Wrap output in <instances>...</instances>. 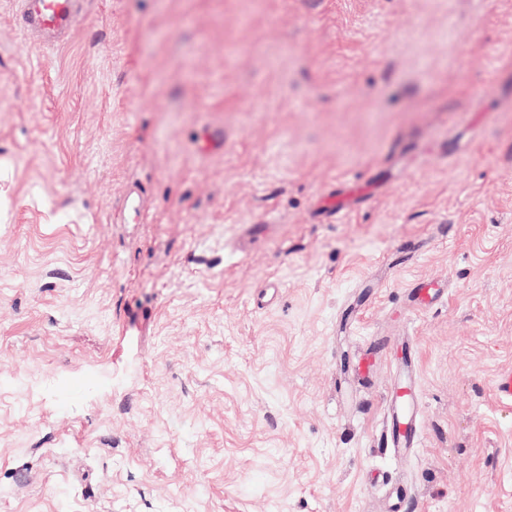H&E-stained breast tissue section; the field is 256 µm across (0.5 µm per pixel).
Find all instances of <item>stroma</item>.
Listing matches in <instances>:
<instances>
[{
	"mask_svg": "<svg viewBox=\"0 0 512 512\" xmlns=\"http://www.w3.org/2000/svg\"><path fill=\"white\" fill-rule=\"evenodd\" d=\"M15 9L0 512H380L377 473L412 512H512V0H83L44 48ZM415 280L444 293L413 308ZM401 375L389 386L384 399L382 434L386 446L401 459L421 441V413L417 388V353L410 344L401 353Z\"/></svg>",
	"mask_w": 512,
	"mask_h": 512,
	"instance_id": "stroma-1",
	"label": "stroma"
}]
</instances>
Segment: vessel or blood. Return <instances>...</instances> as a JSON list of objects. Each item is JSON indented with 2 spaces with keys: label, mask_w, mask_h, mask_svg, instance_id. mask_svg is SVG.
Wrapping results in <instances>:
<instances>
[{
  "label": "vessel or blood",
  "mask_w": 512,
  "mask_h": 512,
  "mask_svg": "<svg viewBox=\"0 0 512 512\" xmlns=\"http://www.w3.org/2000/svg\"><path fill=\"white\" fill-rule=\"evenodd\" d=\"M78 0H17L16 24L20 31L61 34L69 31L77 12ZM408 295L416 306L432 304L438 287L429 281L413 282ZM402 372L389 386L384 399L382 434L395 457L421 441V413L417 388V353L405 346L401 353Z\"/></svg>",
  "instance_id": "vessel-or-blood-1"
}]
</instances>
